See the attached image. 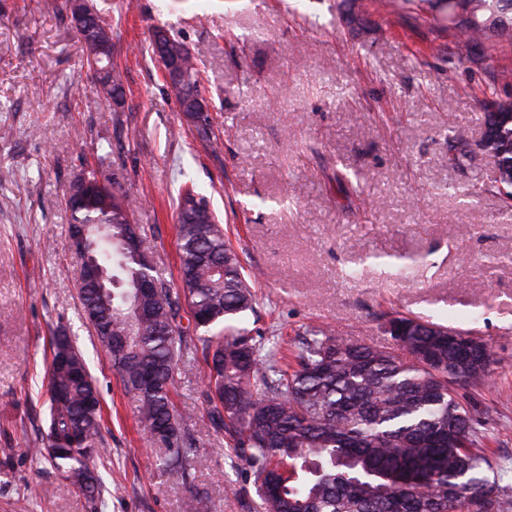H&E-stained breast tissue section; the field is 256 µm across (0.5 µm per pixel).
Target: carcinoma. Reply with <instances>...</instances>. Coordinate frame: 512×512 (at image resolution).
Here are the masks:
<instances>
[{
  "label": "carcinoma",
  "instance_id": "cac0c4a2",
  "mask_svg": "<svg viewBox=\"0 0 512 512\" xmlns=\"http://www.w3.org/2000/svg\"><path fill=\"white\" fill-rule=\"evenodd\" d=\"M461 53L489 33L512 31V0H444ZM97 92L116 106L123 100L111 78L112 28L93 6L80 25ZM162 42L184 54L196 77L198 61L163 29ZM180 107L190 112L199 81L174 86ZM484 123L491 136L482 153L495 159L493 187L512 207V99L492 101ZM205 196L186 188L178 207L179 284L173 288L142 254L127 246L140 232L131 217L140 202L116 196L105 183L88 190L81 203L66 202L68 235L90 226L94 253L107 282H80L82 309L123 386L137 397L144 435L162 446L159 471L192 483V440L172 398L178 360L196 339L209 364L206 402L212 429L243 460L263 512H506L509 501L486 454L488 433L464 405V390L491 378L487 346L472 334L418 317L396 316L400 333H390L400 353L342 342L319 328L297 340L293 364L282 362L277 344L234 328L229 322L253 310L251 284L222 224L187 207ZM150 273L156 290L138 297L136 282ZM186 303L194 338L181 323ZM454 335H449V332ZM71 347L67 362L52 359L48 379L46 446L38 449L98 512L101 484L97 458L104 447L98 392L85 360L70 337L52 346ZM183 512H208V496L192 491Z\"/></svg>",
  "mask_w": 512,
  "mask_h": 512
}]
</instances>
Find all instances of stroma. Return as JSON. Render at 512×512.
Wrapping results in <instances>:
<instances>
[{"mask_svg": "<svg viewBox=\"0 0 512 512\" xmlns=\"http://www.w3.org/2000/svg\"><path fill=\"white\" fill-rule=\"evenodd\" d=\"M112 26L122 105L99 97L71 0H0V512H87L38 452L51 341L72 336L99 393L105 451L99 512H182L189 488L210 512H262L244 464L210 427L202 351L174 372V402L198 449L192 486L156 469L127 393L81 317V267L63 193L87 169L141 200L144 251L178 276L176 198L195 185L220 218L255 304L240 322L296 341L321 327L393 348L397 314L471 332L494 353L488 384L467 391L512 499V212L483 156L454 162L449 140L483 132L491 98L512 99V39L458 60L446 14L379 0H93ZM164 28L200 59L212 152L148 48ZM358 175L344 194L335 170ZM484 188L468 196L475 179ZM409 260L408 277L361 256Z\"/></svg>", "mask_w": 512, "mask_h": 512, "instance_id": "obj_1", "label": "stroma"}]
</instances>
